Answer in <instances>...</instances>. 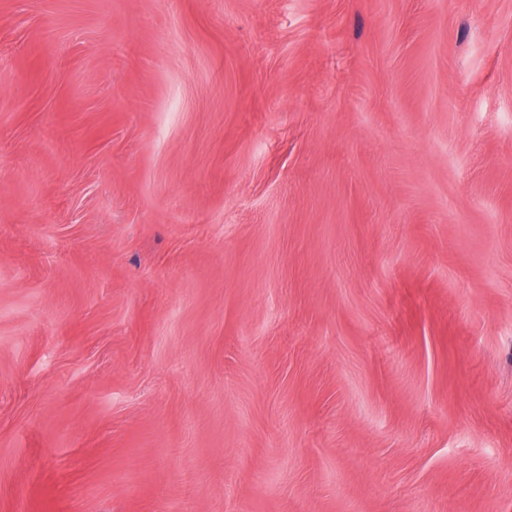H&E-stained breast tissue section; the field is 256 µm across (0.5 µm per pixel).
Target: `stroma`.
Listing matches in <instances>:
<instances>
[{
  "label": "stroma",
  "mask_w": 512,
  "mask_h": 512,
  "mask_svg": "<svg viewBox=\"0 0 512 512\" xmlns=\"http://www.w3.org/2000/svg\"><path fill=\"white\" fill-rule=\"evenodd\" d=\"M0 512H512V0H0Z\"/></svg>",
  "instance_id": "stroma-1"
}]
</instances>
